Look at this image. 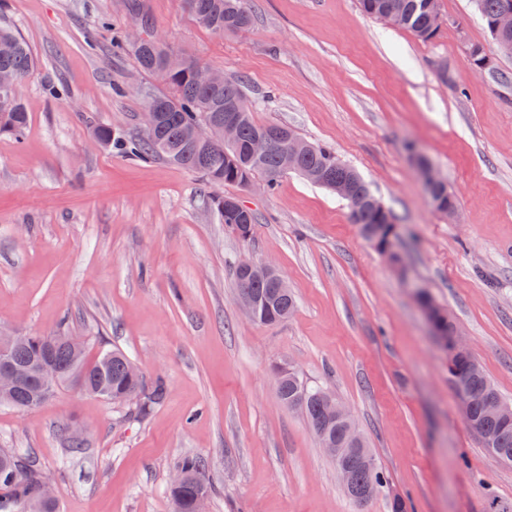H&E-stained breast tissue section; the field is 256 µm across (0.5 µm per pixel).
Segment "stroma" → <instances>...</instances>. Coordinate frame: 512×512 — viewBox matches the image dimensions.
<instances>
[{
  "mask_svg": "<svg viewBox=\"0 0 512 512\" xmlns=\"http://www.w3.org/2000/svg\"><path fill=\"white\" fill-rule=\"evenodd\" d=\"M249 30L219 36L180 0H0V22L32 47L23 140L0 136V331L66 326L91 351L118 348L166 399L145 417L62 387L41 407L0 405V448L34 456L60 512H172L170 476L194 454L215 491L207 512H390L357 508L303 417L279 399L285 363L353 413L391 491L414 512L512 505V465L467 425L416 296L452 315L512 403V55L473 0H438L424 41L364 15L357 0H252ZM139 15L178 54L247 83L253 117L333 147L398 224L402 267L362 235L346 201L295 173L274 190L227 185L259 221L239 240L200 175L97 144L96 126L145 131L163 89L112 39ZM483 45L492 68L474 72ZM426 157L458 200L431 206ZM273 263L295 295L283 322L240 308V257ZM84 429L81 449L69 435Z\"/></svg>",
  "mask_w": 512,
  "mask_h": 512,
  "instance_id": "1",
  "label": "stroma"
}]
</instances>
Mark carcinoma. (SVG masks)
Returning <instances> with one entry per match:
<instances>
[{"label": "carcinoma", "instance_id": "carcinoma-1", "mask_svg": "<svg viewBox=\"0 0 512 512\" xmlns=\"http://www.w3.org/2000/svg\"><path fill=\"white\" fill-rule=\"evenodd\" d=\"M250 0H182L186 12L200 26L217 35L236 33L249 28L254 22ZM391 0H359L362 12L379 19ZM404 17L399 28L412 32L422 40L437 36L434 27L436 0H402ZM506 0H479L476 7L487 30H492L494 19ZM132 45L139 67L156 75L166 85V91L154 92L147 97L145 111L161 113L160 142L152 140L149 133L140 138H128L110 127H100L95 132L98 141L118 153L142 160L163 158L199 174L210 186L244 185L255 175L265 177L268 189H273L284 176L280 167L279 152L274 150L262 158L254 159L248 148L259 133L280 128L278 124H259L254 121L251 108H246L239 119V135L232 148L221 144L205 145L193 140L192 131L203 118H224L225 106L245 98L242 80L224 77L220 89L207 88L196 78L203 64L189 58L181 59L175 68L164 67V60L171 54L166 43L153 36L131 44L128 37L116 43L122 49ZM35 60L29 44L7 27L0 28V134L21 138L27 128L28 113L19 95V86L34 68ZM300 165L304 169L323 171L331 180H348L352 183L355 200L350 209L358 212L357 223L372 230L368 238L378 251L391 249L396 238V225L390 211L380 212L370 205L374 197L369 183L354 168L344 164L336 151L325 144H310ZM217 215L224 226L239 239L251 237L257 215L248 210H219L220 200H212ZM239 291H248L259 300L258 323L269 325L290 317L296 300L288 287L282 286L276 276L253 277L247 281L236 279ZM422 304L431 313V325L442 349L448 355V374L455 385L461 386L471 399L470 421L473 430L483 440H490L491 453L498 459L508 456L512 464V421L490 414L485 402L500 398L484 370L471 372L474 357L459 358L453 354L454 326L447 310L437 306L429 297L422 296ZM49 357L58 368L57 386H74L98 395L109 393L114 404L132 403L137 414L147 415L167 395V387L158 377L148 383L131 372L132 359L119 350H106L92 356L86 346L62 334L35 335L31 340L16 346L12 359L17 364H27L42 357ZM276 391L280 401L297 410L307 422L314 436L322 435L333 447L339 449L332 457L334 463L345 465L352 474L353 492L364 493L373 499L381 492H388L391 512H408L404 499L390 492V486L378 466L364 436H355L346 420L326 414L320 393L327 388L308 382L291 366L280 365L275 372ZM40 397L38 376L7 393H0V403L23 408ZM177 467L187 474L184 483L169 489L174 512H197V498L202 492L212 494L207 476L206 462L197 456H186ZM40 471L31 456H21L11 450H0V512H59V505L45 504L39 494Z\"/></svg>", "mask_w": 512, "mask_h": 512}]
</instances>
